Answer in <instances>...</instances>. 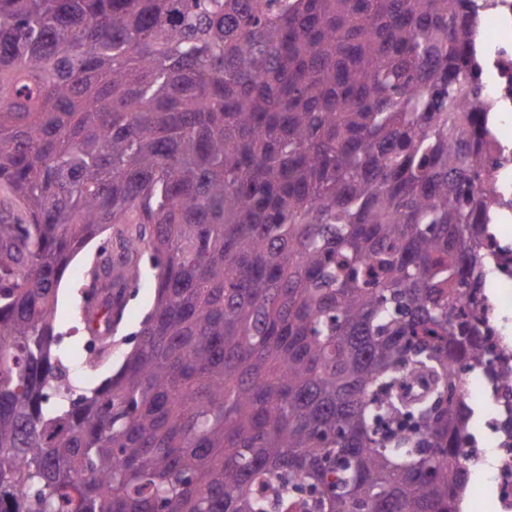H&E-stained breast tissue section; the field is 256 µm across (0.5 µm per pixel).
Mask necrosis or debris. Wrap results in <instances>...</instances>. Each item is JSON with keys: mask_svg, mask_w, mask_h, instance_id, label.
<instances>
[{"mask_svg": "<svg viewBox=\"0 0 512 512\" xmlns=\"http://www.w3.org/2000/svg\"><path fill=\"white\" fill-rule=\"evenodd\" d=\"M481 24L478 43L485 56L481 72L483 96L501 114L490 143L491 184L512 216V0H476ZM491 264L486 271L490 287L479 297L476 311L489 333L490 369L458 370L462 393L477 391L484 409L471 420L473 445L465 446L467 465H475L482 446L493 450L489 474L478 478L477 486L487 489L499 512H512V382L505 372L512 370V334L507 331L512 311V247L497 238H487Z\"/></svg>", "mask_w": 512, "mask_h": 512, "instance_id": "necrosis-or-debris-1", "label": "necrosis or debris"}]
</instances>
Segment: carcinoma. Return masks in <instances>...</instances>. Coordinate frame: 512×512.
I'll return each mask as SVG.
<instances>
[{
	"label": "carcinoma",
	"instance_id": "obj_1",
	"mask_svg": "<svg viewBox=\"0 0 512 512\" xmlns=\"http://www.w3.org/2000/svg\"><path fill=\"white\" fill-rule=\"evenodd\" d=\"M475 0H0V512H460ZM73 312L115 373L69 376ZM103 240H95L83 253H81L71 264L70 273L64 278L59 303L56 310V322L67 331L71 327V311L76 303L80 301L82 272L93 262L99 246ZM68 333L69 330H68ZM142 279L135 288H131V296L128 300L125 317L122 321L119 332L115 335L112 342V363L102 366L93 376V384H99L105 377L112 373L114 368L120 361V355L124 351H129L133 344L123 343L125 337L139 329L140 322L145 312L150 308L154 299V288H152V270L149 255H145L142 259Z\"/></svg>",
	"mask_w": 512,
	"mask_h": 512
}]
</instances>
